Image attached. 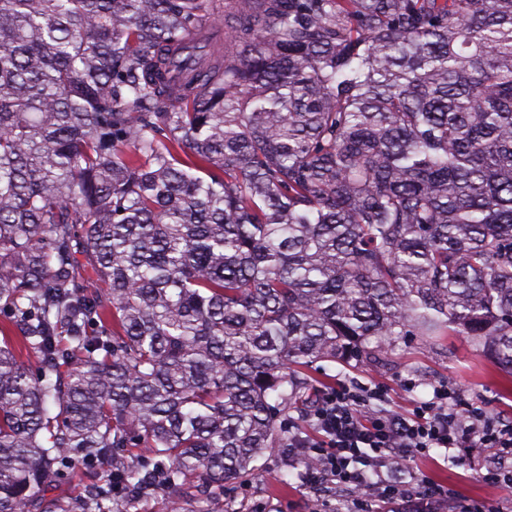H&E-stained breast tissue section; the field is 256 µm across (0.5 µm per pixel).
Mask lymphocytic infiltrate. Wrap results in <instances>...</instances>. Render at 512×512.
I'll return each mask as SVG.
<instances>
[{
  "label": "lymphocytic infiltrate",
  "mask_w": 512,
  "mask_h": 512,
  "mask_svg": "<svg viewBox=\"0 0 512 512\" xmlns=\"http://www.w3.org/2000/svg\"><path fill=\"white\" fill-rule=\"evenodd\" d=\"M384 399L383 393L361 394L345 384L323 392L314 412L318 439L299 431L288 442L289 461L312 459L305 469L311 487L337 485L350 494L357 512L417 489L448 502L450 512H504L499 503L466 499L422 474H406L402 463L432 448H467L490 454L487 478L511 489L512 422L489 410L482 397L463 401L446 385L407 414L384 408Z\"/></svg>",
  "instance_id": "f902f5d3"
}]
</instances>
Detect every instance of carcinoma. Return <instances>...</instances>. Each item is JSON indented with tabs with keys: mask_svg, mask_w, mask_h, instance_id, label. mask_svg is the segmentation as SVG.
Here are the masks:
<instances>
[{
	"mask_svg": "<svg viewBox=\"0 0 512 512\" xmlns=\"http://www.w3.org/2000/svg\"><path fill=\"white\" fill-rule=\"evenodd\" d=\"M0 335V512H225L408 336L512 373V0H0ZM194 510H196L195 503L179 494L149 501L135 500L129 507L130 512H191Z\"/></svg>",
	"mask_w": 512,
	"mask_h": 512,
	"instance_id": "carcinoma-1",
	"label": "carcinoma"
}]
</instances>
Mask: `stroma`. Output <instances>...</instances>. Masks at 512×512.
I'll return each mask as SVG.
<instances>
[{
  "mask_svg": "<svg viewBox=\"0 0 512 512\" xmlns=\"http://www.w3.org/2000/svg\"><path fill=\"white\" fill-rule=\"evenodd\" d=\"M309 373L327 388L341 381L385 387L393 409L403 413L429 400L435 385L446 383L463 399L480 394L493 411L512 421V374L498 369L465 336H411L379 358L318 362ZM406 466L472 500L512 499V493L485 480L484 459L470 458L461 448H435L411 457ZM224 503L229 512H317L321 506L316 490L304 482L300 467L289 465L283 448L268 449L255 475L227 485Z\"/></svg>",
  "mask_w": 512,
  "mask_h": 512,
  "instance_id": "35a3bbf8",
  "label": "stroma"
}]
</instances>
